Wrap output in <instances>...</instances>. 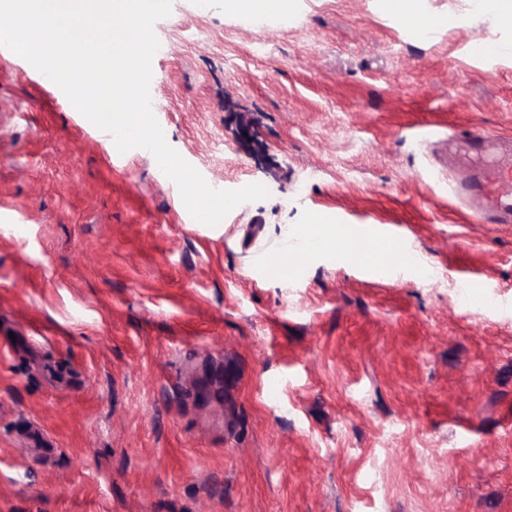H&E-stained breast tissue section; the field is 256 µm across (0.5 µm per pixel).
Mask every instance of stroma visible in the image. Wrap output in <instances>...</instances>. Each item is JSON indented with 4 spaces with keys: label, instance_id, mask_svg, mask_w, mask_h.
<instances>
[{
    "label": "stroma",
    "instance_id": "stroma-1",
    "mask_svg": "<svg viewBox=\"0 0 512 512\" xmlns=\"http://www.w3.org/2000/svg\"><path fill=\"white\" fill-rule=\"evenodd\" d=\"M155 33L167 143L269 196L196 224L0 46V512H512V223L451 192L464 133L512 136V58L472 48L512 33L422 41L377 0H173ZM322 220L373 264L266 273ZM292 0H225L224 8L233 13H243L254 19L287 17L292 10Z\"/></svg>",
    "mask_w": 512,
    "mask_h": 512
}]
</instances>
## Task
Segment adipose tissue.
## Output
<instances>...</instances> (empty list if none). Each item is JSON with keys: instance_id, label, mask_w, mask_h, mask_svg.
I'll use <instances>...</instances> for the list:
<instances>
[{"instance_id": "1", "label": "adipose tissue", "mask_w": 512, "mask_h": 512, "mask_svg": "<svg viewBox=\"0 0 512 512\" xmlns=\"http://www.w3.org/2000/svg\"><path fill=\"white\" fill-rule=\"evenodd\" d=\"M381 10L399 18L420 38H427L436 30L464 26L469 14L493 17L499 26L512 29V0H468L469 13L454 11L433 16L425 13V0H378Z\"/></svg>"}]
</instances>
